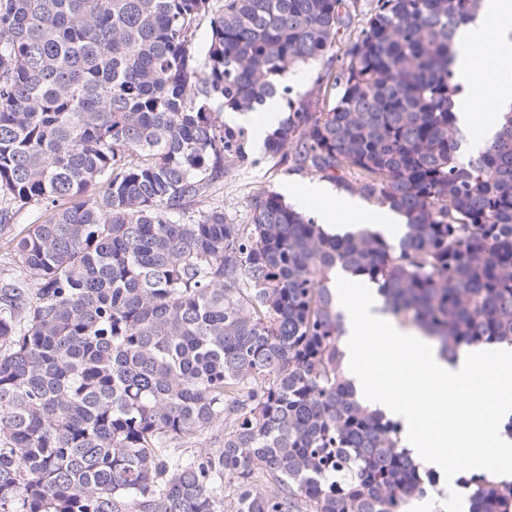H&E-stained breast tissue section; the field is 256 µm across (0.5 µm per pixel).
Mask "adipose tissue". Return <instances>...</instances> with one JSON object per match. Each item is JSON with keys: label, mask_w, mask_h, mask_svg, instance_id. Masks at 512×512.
I'll list each match as a JSON object with an SVG mask.
<instances>
[{"label": "adipose tissue", "mask_w": 512, "mask_h": 512, "mask_svg": "<svg viewBox=\"0 0 512 512\" xmlns=\"http://www.w3.org/2000/svg\"><path fill=\"white\" fill-rule=\"evenodd\" d=\"M495 28L498 33L496 62L500 69H512V0H483L476 23L462 28L457 35L458 53L455 69L463 79H470L478 68L479 60L472 48L486 28Z\"/></svg>", "instance_id": "1"}]
</instances>
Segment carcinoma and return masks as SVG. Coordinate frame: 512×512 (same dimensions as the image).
I'll return each instance as SVG.
<instances>
[{
	"instance_id": "cac0c4a2",
	"label": "carcinoma",
	"mask_w": 512,
	"mask_h": 512,
	"mask_svg": "<svg viewBox=\"0 0 512 512\" xmlns=\"http://www.w3.org/2000/svg\"><path fill=\"white\" fill-rule=\"evenodd\" d=\"M481 4L377 0L335 70L355 0H0V244L17 266L0 274V512L432 497L400 423L346 378L331 280L376 285L446 360L512 347V103L473 152L451 111L454 42ZM301 67L316 73L296 93ZM276 108L265 157L398 212L397 242L329 234L272 190L246 224L204 206L251 159L221 112ZM207 432L217 449L176 453ZM457 484L469 512H512V481Z\"/></svg>"
}]
</instances>
